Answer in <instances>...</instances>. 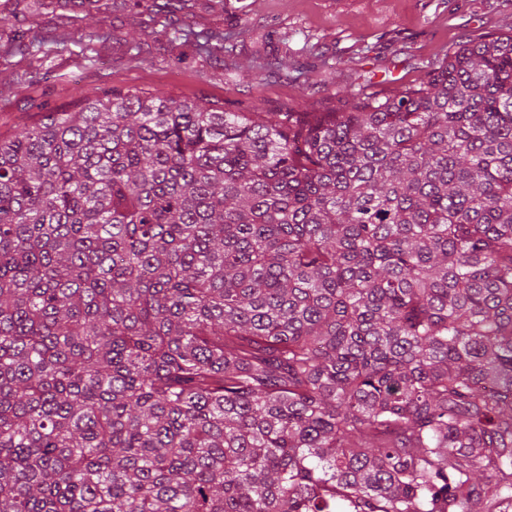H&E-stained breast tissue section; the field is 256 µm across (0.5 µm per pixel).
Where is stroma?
<instances>
[{"label": "stroma", "mask_w": 512, "mask_h": 512, "mask_svg": "<svg viewBox=\"0 0 512 512\" xmlns=\"http://www.w3.org/2000/svg\"><path fill=\"white\" fill-rule=\"evenodd\" d=\"M68 19L28 14L30 51L0 57V139L83 93L115 89L227 112H285L336 99L361 78L391 86L466 40L512 30V0H166ZM235 32L232 51L199 53L174 26Z\"/></svg>", "instance_id": "obj_1"}]
</instances>
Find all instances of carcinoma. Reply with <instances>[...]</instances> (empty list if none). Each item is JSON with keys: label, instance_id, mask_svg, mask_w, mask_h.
I'll return each instance as SVG.
<instances>
[{"label": "carcinoma", "instance_id": "cac0c4a2", "mask_svg": "<svg viewBox=\"0 0 512 512\" xmlns=\"http://www.w3.org/2000/svg\"><path fill=\"white\" fill-rule=\"evenodd\" d=\"M373 86L0 141V512H512V34Z\"/></svg>", "mask_w": 512, "mask_h": 512}]
</instances>
